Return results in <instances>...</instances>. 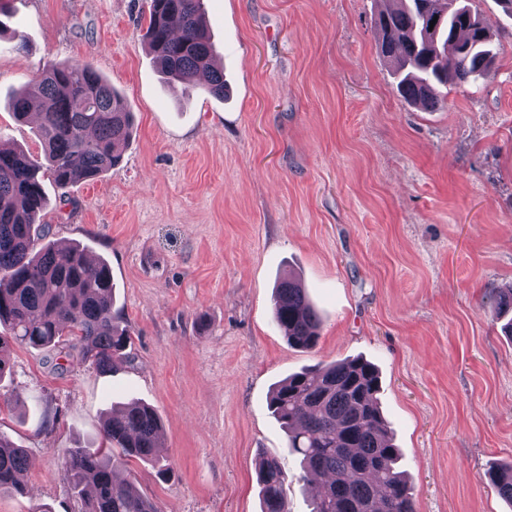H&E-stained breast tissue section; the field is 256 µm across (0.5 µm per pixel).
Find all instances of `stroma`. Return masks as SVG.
I'll use <instances>...</instances> for the list:
<instances>
[{
    "label": "stroma",
    "mask_w": 512,
    "mask_h": 512,
    "mask_svg": "<svg viewBox=\"0 0 512 512\" xmlns=\"http://www.w3.org/2000/svg\"><path fill=\"white\" fill-rule=\"evenodd\" d=\"M471 3L496 63L481 90L451 87L426 112L379 54L382 0H203L220 99L165 82L149 0H10L0 143L42 157L11 98L51 63H90L135 115L121 164L45 181L42 217L51 241L108 262L133 344L109 373L13 346L0 435L27 450V492L0 512H78L64 452L97 447L102 413L131 399L162 416L169 475L125 464L162 512H260L262 453L288 475V512H311L269 394L353 358L379 371L416 512H512L485 478L512 462V338L488 305L512 286V18ZM288 273L321 318L309 351L273 322Z\"/></svg>",
    "instance_id": "35a3bbf8"
}]
</instances>
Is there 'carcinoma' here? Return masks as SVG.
I'll return each instance as SVG.
<instances>
[{"instance_id":"cac0c4a2","label":"carcinoma","mask_w":512,"mask_h":512,"mask_svg":"<svg viewBox=\"0 0 512 512\" xmlns=\"http://www.w3.org/2000/svg\"><path fill=\"white\" fill-rule=\"evenodd\" d=\"M436 21L429 30L430 21ZM374 31L382 56L395 65L396 90L408 104L436 111L441 88L481 87L493 61L492 34L478 11L453 0H395L380 11ZM146 38L162 73L184 89L224 98V71L212 61L201 0H150ZM39 108L46 163L0 146V380L10 372L19 343L35 350L68 344L69 352L109 372L126 357L131 330L112 314V274L99 262L89 270L80 246H38L46 208L43 178L61 187L96 179L122 161L134 116L122 96L88 63L54 65L30 80L12 100L18 120ZM492 312H512V289L496 295ZM273 318L288 345L311 350L320 321L299 281H279ZM379 372L363 359L307 368L277 384L269 400L287 433V450L309 475H326L312 512H415L401 454L381 413ZM105 448H69L64 476L79 512H161L133 479L125 461L148 463L162 475L158 411L133 401L102 420ZM24 449L0 436V496L22 493ZM512 504V463L487 472ZM257 482L261 512H288V475L277 460L261 458Z\"/></svg>"}]
</instances>
